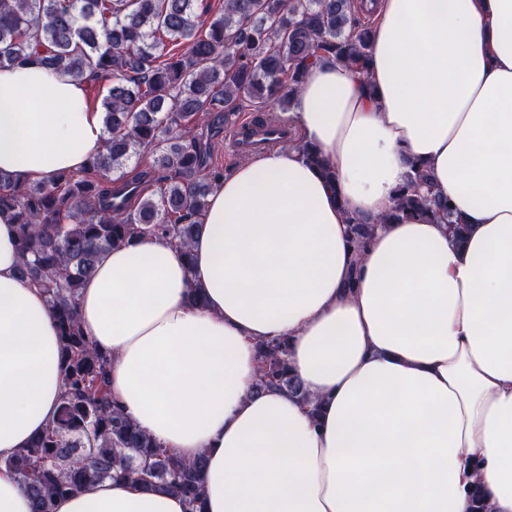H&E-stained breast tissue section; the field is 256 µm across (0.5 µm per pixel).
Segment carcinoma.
Segmentation results:
<instances>
[{"instance_id": "carcinoma-1", "label": "carcinoma", "mask_w": 512, "mask_h": 512, "mask_svg": "<svg viewBox=\"0 0 512 512\" xmlns=\"http://www.w3.org/2000/svg\"><path fill=\"white\" fill-rule=\"evenodd\" d=\"M374 28L361 21L354 0H224L209 21L198 0H0V68L34 58L90 83L110 80L102 101L104 153L80 175H56L20 185L0 174V213L17 229L22 280L43 288L56 316L66 390L49 428L29 446L0 459L28 488L32 512H54L57 498L106 479L132 480L176 494L190 512H203L205 459H182L146 435L111 396L109 356L80 326L77 302L84 281L117 245L150 235L189 250L200 216L224 169L187 141L209 115L219 123L229 105L248 101L291 110L310 66L328 59L365 69ZM326 181L336 174L314 145L298 146ZM149 152L158 190L137 206L117 210L114 199L139 178L109 174L138 152ZM443 218L463 241L451 200L433 191L425 166L410 165L382 223ZM354 257L365 250L375 224L350 216ZM255 393L282 391L309 404L288 364V343L258 348Z\"/></svg>"}]
</instances>
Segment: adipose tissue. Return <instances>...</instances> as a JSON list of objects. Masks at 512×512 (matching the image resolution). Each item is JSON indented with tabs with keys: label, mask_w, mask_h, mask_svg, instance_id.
Returning <instances> with one entry per match:
<instances>
[{
	"label": "adipose tissue",
	"mask_w": 512,
	"mask_h": 512,
	"mask_svg": "<svg viewBox=\"0 0 512 512\" xmlns=\"http://www.w3.org/2000/svg\"><path fill=\"white\" fill-rule=\"evenodd\" d=\"M366 71L309 69L298 148L243 161L211 190L190 250L113 248L80 325L111 356L112 396L154 440L206 459L204 512H512V0H376ZM84 80L0 69V172L21 184L103 153ZM418 160L467 234L380 223ZM378 225L360 258L347 219ZM0 215V457L54 419L57 321L18 276ZM284 338L310 399L254 395L257 346ZM55 512H187L140 484L94 482ZM303 158L312 166L317 168L326 181L333 183L336 180V174L333 167L324 157L322 152L314 145H298Z\"/></svg>",
	"instance_id": "ef3b65f1"
}]
</instances>
